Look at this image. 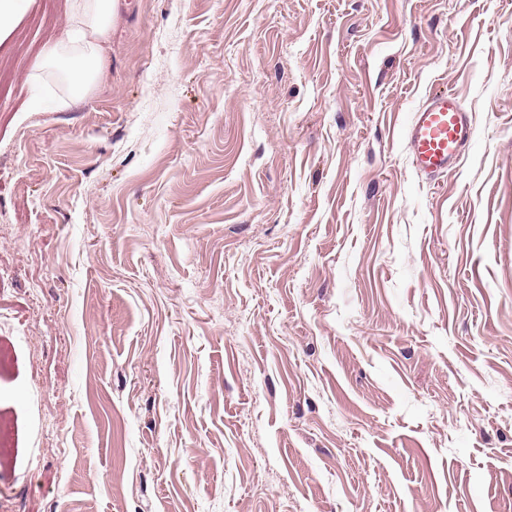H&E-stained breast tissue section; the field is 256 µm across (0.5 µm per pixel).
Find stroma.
<instances>
[{"instance_id":"stroma-1","label":"stroma","mask_w":512,"mask_h":512,"mask_svg":"<svg viewBox=\"0 0 512 512\" xmlns=\"http://www.w3.org/2000/svg\"><path fill=\"white\" fill-rule=\"evenodd\" d=\"M60 2L0 38V512H512V0H120L57 111ZM470 111L452 95L436 93L418 108L404 131L414 167L428 178L456 168L473 143Z\"/></svg>"}]
</instances>
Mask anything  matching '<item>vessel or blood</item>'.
Returning a JSON list of instances; mask_svg holds the SVG:
<instances>
[{
  "label": "vessel or blood",
  "mask_w": 512,
  "mask_h": 512,
  "mask_svg": "<svg viewBox=\"0 0 512 512\" xmlns=\"http://www.w3.org/2000/svg\"><path fill=\"white\" fill-rule=\"evenodd\" d=\"M475 134L469 111L445 93L434 94L418 108L404 131L414 167L429 178L455 169Z\"/></svg>",
  "instance_id": "b4317fda"
}]
</instances>
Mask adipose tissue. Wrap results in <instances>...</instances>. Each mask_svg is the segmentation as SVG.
Instances as JSON below:
<instances>
[{
	"label": "adipose tissue",
	"mask_w": 512,
	"mask_h": 512,
	"mask_svg": "<svg viewBox=\"0 0 512 512\" xmlns=\"http://www.w3.org/2000/svg\"><path fill=\"white\" fill-rule=\"evenodd\" d=\"M117 7L118 0H64L65 23L35 64L36 69L52 66L68 76L70 96L58 100L57 109L83 97L102 75Z\"/></svg>",
	"instance_id": "1"
}]
</instances>
